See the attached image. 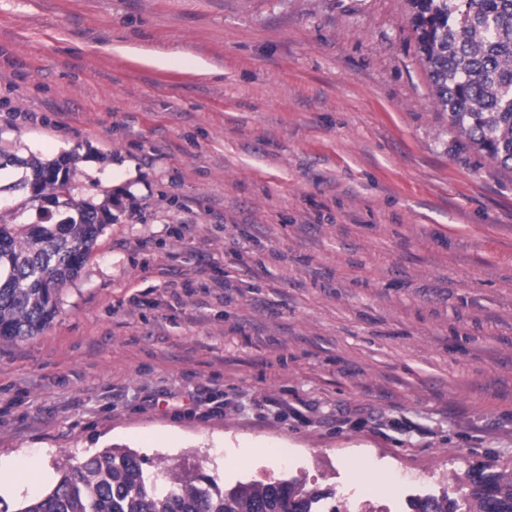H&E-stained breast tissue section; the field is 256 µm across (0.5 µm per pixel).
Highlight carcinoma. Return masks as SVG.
Wrapping results in <instances>:
<instances>
[{"mask_svg":"<svg viewBox=\"0 0 512 512\" xmlns=\"http://www.w3.org/2000/svg\"><path fill=\"white\" fill-rule=\"evenodd\" d=\"M417 48L448 113V124L484 157L512 169V0H410ZM75 156H33L32 199L65 207L53 222L0 223V340L42 334L57 314V295L77 278L103 227L105 207L71 196ZM467 512H512V471L469 472ZM322 493L296 479L238 481L202 473L150 469L127 448H105L63 469L42 493L14 512H315ZM414 512H458L457 502L428 494Z\"/></svg>","mask_w":512,"mask_h":512,"instance_id":"cac0c4a2","label":"carcinoma"}]
</instances>
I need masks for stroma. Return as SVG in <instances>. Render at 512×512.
Instances as JSON below:
<instances>
[{
    "label": "stroma",
    "instance_id": "1",
    "mask_svg": "<svg viewBox=\"0 0 512 512\" xmlns=\"http://www.w3.org/2000/svg\"><path fill=\"white\" fill-rule=\"evenodd\" d=\"M70 151L112 221L0 341L10 512L112 446L459 502L512 468V171L449 128L409 0H0V218Z\"/></svg>",
    "mask_w": 512,
    "mask_h": 512
}]
</instances>
